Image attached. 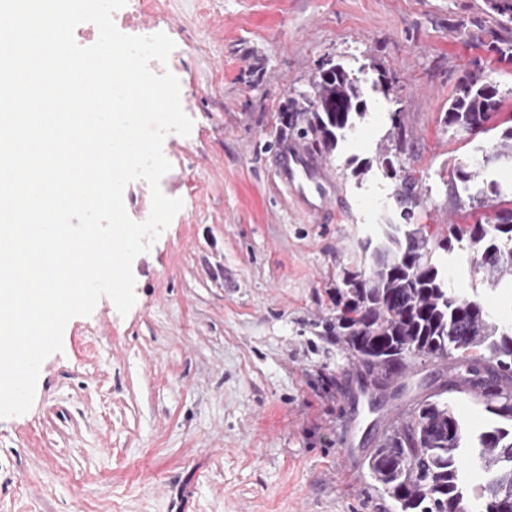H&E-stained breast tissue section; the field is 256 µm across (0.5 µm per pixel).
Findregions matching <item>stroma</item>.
I'll list each match as a JSON object with an SVG mask.
<instances>
[{"label": "stroma", "mask_w": 512, "mask_h": 512, "mask_svg": "<svg viewBox=\"0 0 512 512\" xmlns=\"http://www.w3.org/2000/svg\"><path fill=\"white\" fill-rule=\"evenodd\" d=\"M182 56L189 135L162 146V192L183 206L132 264L136 300L101 297L67 323L41 365L28 412L0 418V512H396L364 457L431 393L433 362H411L409 392L370 413L357 363L327 336L333 295L359 243L401 223L397 181L414 169V224L440 233L512 205V162L468 183L456 166L512 125V61L488 45L512 24L486 0H150ZM353 78L368 114L322 166L331 215L308 212L279 159L311 139L285 128L320 69ZM493 80L488 131L448 127L459 83ZM364 174H355L358 165ZM458 292L512 324V278L490 286L469 247L435 249Z\"/></svg>", "instance_id": "35a3bbf8"}]
</instances>
